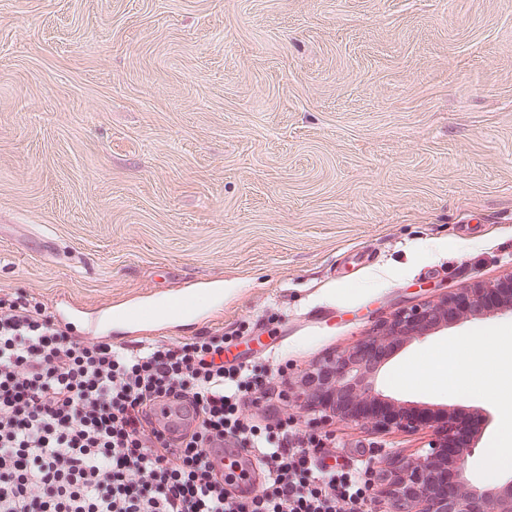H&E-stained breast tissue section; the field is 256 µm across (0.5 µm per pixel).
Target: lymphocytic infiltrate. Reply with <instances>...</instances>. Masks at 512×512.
Listing matches in <instances>:
<instances>
[{"label": "lymphocytic infiltrate", "instance_id": "obj_1", "mask_svg": "<svg viewBox=\"0 0 512 512\" xmlns=\"http://www.w3.org/2000/svg\"><path fill=\"white\" fill-rule=\"evenodd\" d=\"M264 365L224 364V333L192 342L77 341L39 302L0 298V512H365L360 471L324 474L279 419L249 426L273 395ZM190 402L177 446L148 429L150 408ZM258 452L264 488L224 492L210 449Z\"/></svg>", "mask_w": 512, "mask_h": 512}]
</instances>
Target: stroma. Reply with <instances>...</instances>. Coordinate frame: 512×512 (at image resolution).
Here are the masks:
<instances>
[{"label":"stroma","instance_id":"35a3bbf8","mask_svg":"<svg viewBox=\"0 0 512 512\" xmlns=\"http://www.w3.org/2000/svg\"><path fill=\"white\" fill-rule=\"evenodd\" d=\"M512 275V0H0V297L66 336L189 342L292 380L397 308ZM385 364L388 394L422 352ZM331 434L324 471L423 435ZM469 461L512 421L494 396Z\"/></svg>","mask_w":512,"mask_h":512}]
</instances>
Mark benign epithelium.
Instances as JSON below:
<instances>
[{
  "instance_id": "7a95c632",
  "label": "benign epithelium",
  "mask_w": 512,
  "mask_h": 512,
  "mask_svg": "<svg viewBox=\"0 0 512 512\" xmlns=\"http://www.w3.org/2000/svg\"><path fill=\"white\" fill-rule=\"evenodd\" d=\"M506 312L512 313V276L400 308L354 344L312 364L288 403L316 421L353 424L376 435L429 433L427 449L375 472L374 498L384 512H512V476L480 487L468 474L483 431L481 415L447 405L415 408L378 385L387 360L405 346Z\"/></svg>"
}]
</instances>
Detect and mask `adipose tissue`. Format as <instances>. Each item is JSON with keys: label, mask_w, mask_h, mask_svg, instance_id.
Here are the masks:
<instances>
[{"label": "adipose tissue", "mask_w": 512, "mask_h": 512, "mask_svg": "<svg viewBox=\"0 0 512 512\" xmlns=\"http://www.w3.org/2000/svg\"><path fill=\"white\" fill-rule=\"evenodd\" d=\"M444 377H437L426 356H418L414 368L421 388L447 389L461 400L495 393L499 400L512 403V338L498 327L481 335L448 346L444 356Z\"/></svg>", "instance_id": "obj_1"}]
</instances>
